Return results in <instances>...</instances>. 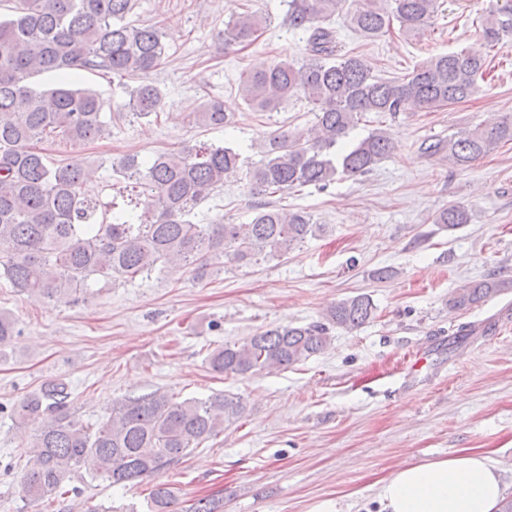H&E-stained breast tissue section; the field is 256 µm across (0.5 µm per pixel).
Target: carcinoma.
Wrapping results in <instances>:
<instances>
[{"label":"carcinoma","instance_id":"cac0c4a2","mask_svg":"<svg viewBox=\"0 0 512 512\" xmlns=\"http://www.w3.org/2000/svg\"><path fill=\"white\" fill-rule=\"evenodd\" d=\"M437 3L356 0L349 22L366 38L390 31L395 21L401 33L415 34L428 24ZM343 4L288 0L285 23L305 37L308 59L285 58L240 80L239 94L253 110L274 112L302 96L315 118L307 129L269 136L263 158L248 171L254 195H285L307 186L324 190L363 176L395 150L391 136L379 128L350 140L366 114L395 115L411 107L433 112L480 89L487 54L478 49L432 56L402 78L373 75L357 56L339 53L336 31L323 26ZM5 6L8 13H0V279L16 291L76 303L92 295L94 276L129 282L171 265L203 279L224 259L241 267L258 265L324 233L325 225L311 213L268 202L256 206L248 224L198 220L196 206L242 166L241 149L224 142L159 152L146 161L125 155L112 163L123 182L119 196L107 203L86 196L87 165L57 163L37 144L55 139L86 144L109 131L104 100L79 84L81 72L136 81L127 116L160 119L163 92L147 75L165 63L167 45L157 25L127 21L133 0H5ZM265 24L256 13L232 18L224 29V50L252 44ZM481 29L488 47L512 36V0L492 5ZM46 72L56 75V84L36 89L34 79ZM194 122L224 129L233 117L214 96L202 102ZM503 141H512V117L457 131L448 135V144L438 141L427 150H446L456 166L468 168ZM434 223L454 232L470 223V213L452 204L439 210ZM509 290L512 279L474 280L455 289L448 306L464 310ZM374 312L369 297H349L331 306L321 321L268 328L240 344L215 348L208 364L217 373L239 376L293 367L322 352L331 331L358 329ZM70 397L68 382L51 380L21 398L14 411L20 422L37 423L20 479L28 502L79 494L65 483L88 461L114 486L153 480L246 413L237 396L215 393L178 401L157 389L112 403L107 417L88 424L73 415ZM149 498L152 512H224V500L208 496L185 506L164 482L152 485Z\"/></svg>","mask_w":512,"mask_h":512}]
</instances>
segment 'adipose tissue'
<instances>
[{"mask_svg":"<svg viewBox=\"0 0 512 512\" xmlns=\"http://www.w3.org/2000/svg\"><path fill=\"white\" fill-rule=\"evenodd\" d=\"M505 490L498 462L476 453L404 464L378 497L381 512H497Z\"/></svg>","mask_w":512,"mask_h":512,"instance_id":"obj_1","label":"adipose tissue"}]
</instances>
